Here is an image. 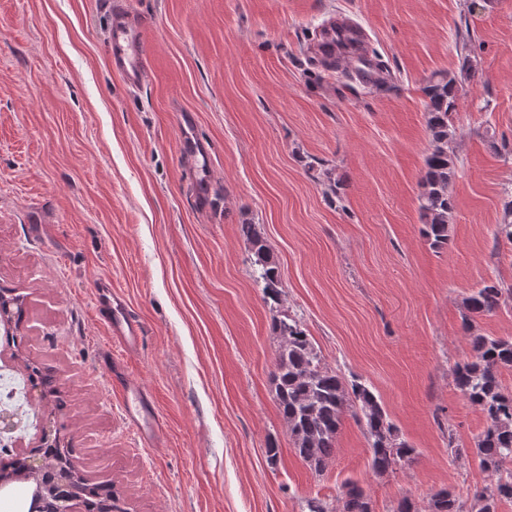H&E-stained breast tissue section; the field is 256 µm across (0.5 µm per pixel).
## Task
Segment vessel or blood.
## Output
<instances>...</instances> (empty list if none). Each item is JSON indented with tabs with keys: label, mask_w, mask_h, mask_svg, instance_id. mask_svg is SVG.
Listing matches in <instances>:
<instances>
[{
	"label": "vessel or blood",
	"mask_w": 512,
	"mask_h": 512,
	"mask_svg": "<svg viewBox=\"0 0 512 512\" xmlns=\"http://www.w3.org/2000/svg\"><path fill=\"white\" fill-rule=\"evenodd\" d=\"M106 9L110 66L126 85L139 86L149 69L148 23L144 17L125 7L121 0H107ZM92 288L95 317L111 329L124 352L137 350L141 341L139 321L125 299L113 292L111 278L95 279ZM98 366L111 380L113 387L122 393L126 417L135 427L142 445L159 447L163 424L152 394L128 378L123 362L111 349L100 352Z\"/></svg>",
	"instance_id": "obj_1"
}]
</instances>
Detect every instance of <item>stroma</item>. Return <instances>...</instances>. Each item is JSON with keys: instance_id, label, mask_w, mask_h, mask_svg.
I'll return each mask as SVG.
<instances>
[{"instance_id": "35a3bbf8", "label": "stroma", "mask_w": 512, "mask_h": 512, "mask_svg": "<svg viewBox=\"0 0 512 512\" xmlns=\"http://www.w3.org/2000/svg\"><path fill=\"white\" fill-rule=\"evenodd\" d=\"M104 4L0 0V292L24 308L0 324V375L24 385L14 439L51 429L125 512H305L349 481L374 512L404 497L427 512L442 488L472 500L487 477L448 438L473 447L486 423L451 371L470 354L464 297L512 285V244L495 237L512 199V0H131L150 22L137 88L110 68ZM336 20L361 31L381 82L316 55ZM438 73L459 78L441 249L418 203ZM186 117L204 153L183 151ZM245 224L267 240L283 309L415 448L406 470L375 475L349 417L323 471L296 454ZM103 275L142 324L120 359L151 391L164 447L141 446L98 369ZM35 365L52 385L30 382Z\"/></svg>"}]
</instances>
